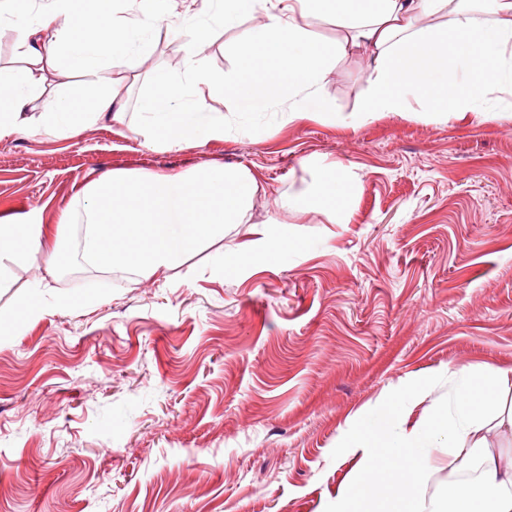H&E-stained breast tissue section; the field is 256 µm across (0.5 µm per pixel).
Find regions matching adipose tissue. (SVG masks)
<instances>
[{"mask_svg": "<svg viewBox=\"0 0 512 512\" xmlns=\"http://www.w3.org/2000/svg\"><path fill=\"white\" fill-rule=\"evenodd\" d=\"M161 0H48L37 19L0 0V28L12 33L21 63L0 81V138L35 128L74 133L126 121L128 94L142 85L135 132L159 151L185 141L224 137L223 114L207 95L221 92L241 115L286 105L289 120L320 115L356 128L383 113H417L485 122L499 101L512 99V0H200L174 25ZM261 16V34L227 47L234 62L224 77L201 67L218 26L244 11ZM438 25L422 26V19ZM335 24L327 42L314 30ZM180 43L182 66L142 80L141 58L161 28ZM368 58L365 102L349 115L321 94L322 77L347 55ZM81 76L73 87L44 98L61 66ZM42 112L31 115L35 101ZM263 187L243 165H208L158 173L116 169L109 181L78 191L60 225L84 216L86 262L147 278L171 279L189 251L254 223ZM44 225L35 215L0 224V260L42 252ZM463 395L446 411L408 423L402 411L380 408L348 442L359 482L341 487L336 512H512V368L482 376L474 367L453 372ZM427 448L448 449L473 481L449 483L443 507L428 505ZM400 458L387 473L383 461Z\"/></svg>", "mask_w": 512, "mask_h": 512, "instance_id": "ef3b65f1", "label": "adipose tissue"}]
</instances>
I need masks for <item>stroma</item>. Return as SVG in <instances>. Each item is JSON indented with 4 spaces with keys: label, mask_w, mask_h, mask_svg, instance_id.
Returning a JSON list of instances; mask_svg holds the SVG:
<instances>
[{
    "label": "stroma",
    "mask_w": 512,
    "mask_h": 512,
    "mask_svg": "<svg viewBox=\"0 0 512 512\" xmlns=\"http://www.w3.org/2000/svg\"><path fill=\"white\" fill-rule=\"evenodd\" d=\"M258 17L217 28L206 72ZM367 60L322 81L348 114ZM0 139V218H38L53 261H0V512H335L356 479L346 441L375 405L435 413L461 365L512 367V113L477 124L394 113L357 128L267 112L224 139L155 151L129 125ZM347 179L349 221L300 201L283 223L190 252L165 282L80 262L73 195L116 169L244 164L265 192ZM292 246L281 256V239ZM248 249L220 263L229 243ZM45 306L25 319L32 302ZM421 402L412 405V391Z\"/></svg>",
    "instance_id": "1"
}]
</instances>
